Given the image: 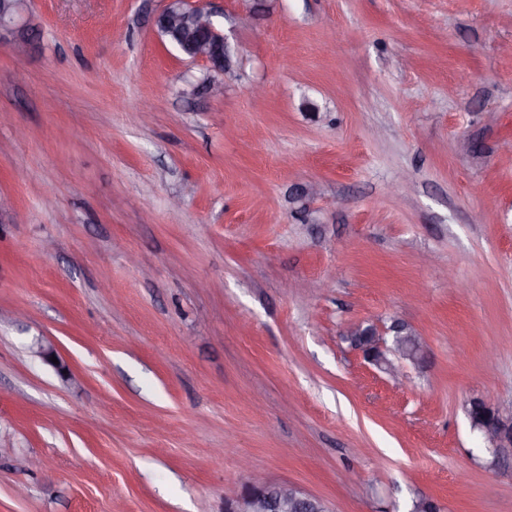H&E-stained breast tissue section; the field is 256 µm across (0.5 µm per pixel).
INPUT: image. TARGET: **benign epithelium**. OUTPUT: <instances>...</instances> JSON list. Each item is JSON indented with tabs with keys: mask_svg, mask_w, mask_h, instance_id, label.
I'll use <instances>...</instances> for the list:
<instances>
[{
	"mask_svg": "<svg viewBox=\"0 0 512 512\" xmlns=\"http://www.w3.org/2000/svg\"><path fill=\"white\" fill-rule=\"evenodd\" d=\"M209 0H166L157 18L162 26L181 29L190 21L197 28L206 30L214 40L194 42L184 50V56L193 62L204 63L209 70L221 72L223 68L214 65L213 42L227 43L226 38L213 21L214 13L207 6ZM27 0H0V44L6 45L21 54L28 45L25 36L26 23L22 22L27 12ZM394 331L393 345L387 346L385 331L374 325L367 327L360 323L349 327L350 340L364 334L369 343L358 346L363 356L382 368L392 378L400 379V363L409 360L420 361L424 354V344L420 336L407 331L401 323L390 326ZM35 354L43 362L54 367L59 374L66 372V365L55 364L51 357L58 356L54 346L36 344ZM477 412L470 414L471 426L482 433L487 447L493 449L494 456L506 448H512V415L505 414V408L487 397L475 399ZM225 512H329L327 504L320 498L309 495L299 488L281 483H273L257 474L250 477L244 489L225 496Z\"/></svg>",
	"mask_w": 512,
	"mask_h": 512,
	"instance_id": "1",
	"label": "benign epithelium"
}]
</instances>
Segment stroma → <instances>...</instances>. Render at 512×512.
Instances as JSON below:
<instances>
[{"label": "stroma", "mask_w": 512, "mask_h": 512, "mask_svg": "<svg viewBox=\"0 0 512 512\" xmlns=\"http://www.w3.org/2000/svg\"><path fill=\"white\" fill-rule=\"evenodd\" d=\"M164 4L30 0L0 46V512H224L253 469L512 512L467 413L512 405V0H210L220 94ZM396 321L402 385L343 335Z\"/></svg>", "instance_id": "stroma-1"}]
</instances>
